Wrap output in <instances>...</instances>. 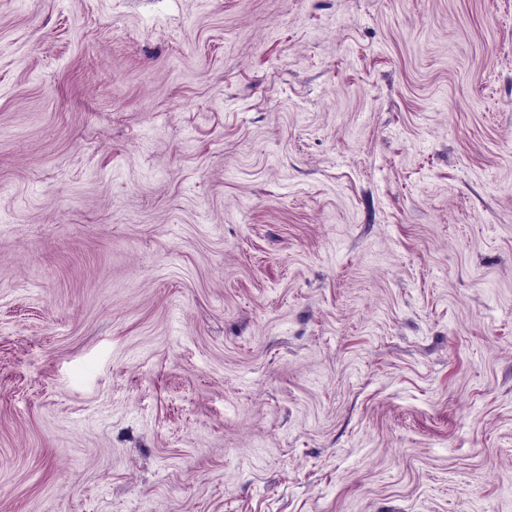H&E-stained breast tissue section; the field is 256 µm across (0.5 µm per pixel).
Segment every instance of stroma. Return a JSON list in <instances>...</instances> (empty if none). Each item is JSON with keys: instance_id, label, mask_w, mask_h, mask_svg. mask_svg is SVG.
<instances>
[{"instance_id": "35a3bbf8", "label": "stroma", "mask_w": 512, "mask_h": 512, "mask_svg": "<svg viewBox=\"0 0 512 512\" xmlns=\"http://www.w3.org/2000/svg\"><path fill=\"white\" fill-rule=\"evenodd\" d=\"M0 512H512V0H0Z\"/></svg>"}]
</instances>
